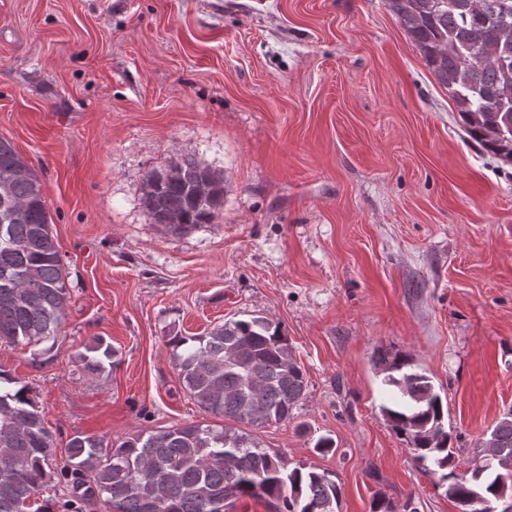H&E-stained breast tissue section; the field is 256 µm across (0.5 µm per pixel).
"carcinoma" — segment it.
I'll return each instance as SVG.
<instances>
[{
    "instance_id": "obj_1",
    "label": "carcinoma",
    "mask_w": 512,
    "mask_h": 512,
    "mask_svg": "<svg viewBox=\"0 0 512 512\" xmlns=\"http://www.w3.org/2000/svg\"><path fill=\"white\" fill-rule=\"evenodd\" d=\"M400 26L461 117L467 136L512 163V0H387ZM224 179L185 158L148 175L144 195L156 223L182 233L211 224L224 207ZM68 288L42 183L10 140L0 137V342L37 345L57 335ZM176 367L194 403L215 417L259 429L293 418L307 382L280 326L263 317L230 319L204 336L176 337ZM80 355L90 373L115 355L95 337ZM394 388L383 407L420 469L439 476L460 512H488L512 494V410L479 440L464 472L431 379L411 359L383 355ZM0 371V512H29L59 475L70 487L65 512L100 502L108 512H235L255 499L269 512H336L341 485L270 453L246 430L175 424L115 446L76 434L55 468L39 410Z\"/></svg>"
}]
</instances>
